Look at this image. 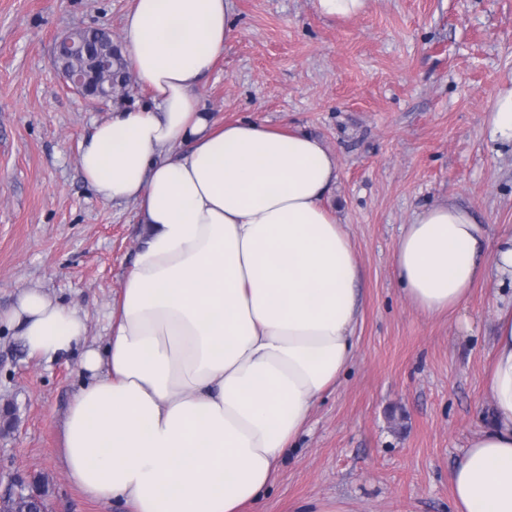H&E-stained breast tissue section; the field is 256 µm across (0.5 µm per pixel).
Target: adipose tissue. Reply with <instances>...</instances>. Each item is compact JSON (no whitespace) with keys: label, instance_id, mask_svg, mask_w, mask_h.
Returning <instances> with one entry per match:
<instances>
[{"label":"adipose tissue","instance_id":"adipose-tissue-1","mask_svg":"<svg viewBox=\"0 0 512 512\" xmlns=\"http://www.w3.org/2000/svg\"><path fill=\"white\" fill-rule=\"evenodd\" d=\"M235 20L234 0H131L121 52L149 102L94 123L79 152L96 194L147 227L106 346L38 288L1 315L29 356L80 351L64 467L85 497L131 512H249L358 353L361 268L325 205L335 155L200 104ZM393 262L413 306L451 313L485 274L512 291V228L490 234L436 202L404 225ZM484 379L494 417L450 475L454 512H512V300L495 309Z\"/></svg>","mask_w":512,"mask_h":512}]
</instances>
